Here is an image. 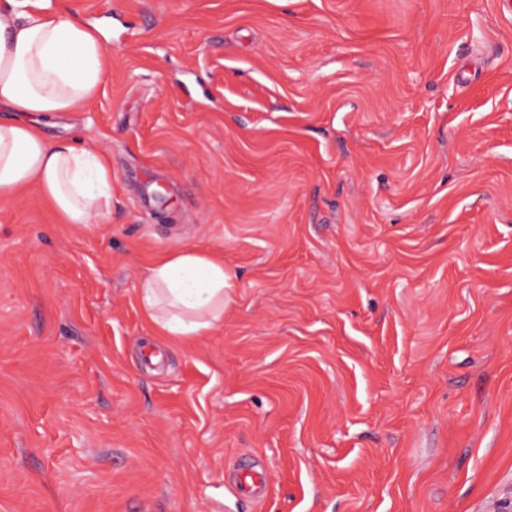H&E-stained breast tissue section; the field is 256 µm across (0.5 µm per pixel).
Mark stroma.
Returning <instances> with one entry per match:
<instances>
[{
    "label": "stroma",
    "instance_id": "1",
    "mask_svg": "<svg viewBox=\"0 0 512 512\" xmlns=\"http://www.w3.org/2000/svg\"><path fill=\"white\" fill-rule=\"evenodd\" d=\"M50 6L109 26L44 133L112 213L0 199V512H512V0ZM186 246L233 286L172 341ZM231 279L221 256L195 248L166 252L147 267L138 300L160 336H204L224 321ZM266 487V478L262 471L246 470L237 472L233 488L241 494L253 496L259 489Z\"/></svg>",
    "mask_w": 512,
    "mask_h": 512
}]
</instances>
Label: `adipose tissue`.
Here are the masks:
<instances>
[{
    "instance_id": "obj_1",
    "label": "adipose tissue",
    "mask_w": 512,
    "mask_h": 512,
    "mask_svg": "<svg viewBox=\"0 0 512 512\" xmlns=\"http://www.w3.org/2000/svg\"><path fill=\"white\" fill-rule=\"evenodd\" d=\"M102 27L45 0L0 6V197L36 184L65 224H101L112 209V167L79 138L49 141L34 115L81 112L105 80ZM231 276L224 259L195 248L147 267L138 300L159 335L204 336L224 320Z\"/></svg>"
}]
</instances>
